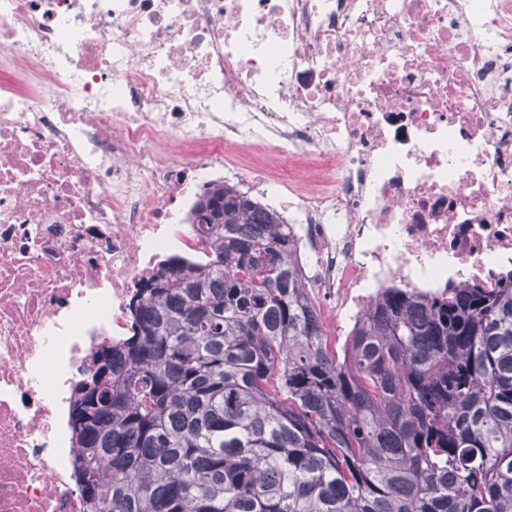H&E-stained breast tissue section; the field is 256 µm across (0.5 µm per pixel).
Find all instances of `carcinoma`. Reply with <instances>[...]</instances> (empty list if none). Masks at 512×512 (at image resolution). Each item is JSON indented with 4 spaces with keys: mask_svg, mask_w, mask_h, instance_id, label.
Wrapping results in <instances>:
<instances>
[{
    "mask_svg": "<svg viewBox=\"0 0 512 512\" xmlns=\"http://www.w3.org/2000/svg\"><path fill=\"white\" fill-rule=\"evenodd\" d=\"M193 214L209 259L161 263L75 390L85 512H512V283L389 288L340 359L276 212Z\"/></svg>",
    "mask_w": 512,
    "mask_h": 512,
    "instance_id": "1",
    "label": "carcinoma"
}]
</instances>
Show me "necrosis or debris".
Returning a JSON list of instances; mask_svg holds the SVG:
<instances>
[{
    "instance_id": "obj_1",
    "label": "necrosis or debris",
    "mask_w": 512,
    "mask_h": 512,
    "mask_svg": "<svg viewBox=\"0 0 512 512\" xmlns=\"http://www.w3.org/2000/svg\"><path fill=\"white\" fill-rule=\"evenodd\" d=\"M279 212L326 334L512 280V0H0V512H83L74 388L180 204Z\"/></svg>"
}]
</instances>
